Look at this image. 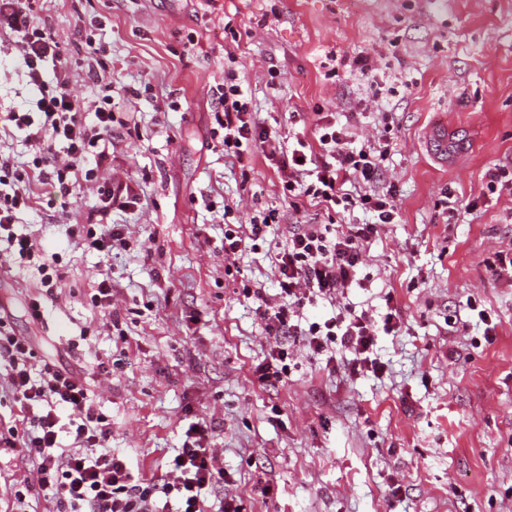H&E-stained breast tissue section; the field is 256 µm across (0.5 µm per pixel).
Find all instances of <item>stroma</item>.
<instances>
[{
	"label": "stroma",
	"mask_w": 512,
	"mask_h": 512,
	"mask_svg": "<svg viewBox=\"0 0 512 512\" xmlns=\"http://www.w3.org/2000/svg\"><path fill=\"white\" fill-rule=\"evenodd\" d=\"M33 16L64 41L84 100L98 88L77 63L83 36L106 46L112 167L90 182L77 170L66 197L27 182L17 229L34 256L0 272V305L32 341L33 371L85 376L134 477H161L202 420L225 472L205 512L228 495L244 512H512V277L487 268L512 241V190L484 178L512 170V0H37ZM362 51L378 60L375 81L347 64ZM230 72L258 126L311 143L319 113L341 122L355 105L356 146L387 144L375 189L395 185L394 222L365 243L357 287L302 309L317 321L335 306L397 307L399 330L373 349L381 373L268 334L244 297L247 286L274 293L296 216L261 151H222L216 89ZM29 98L0 43V113ZM443 119L441 166L423 135ZM116 178L135 203L101 216ZM271 209L278 223L226 267V224ZM103 217L127 246L112 252V303L99 307L85 230ZM44 263L57 286L42 287ZM35 297L37 323L25 314ZM279 349L294 354L287 382L261 381L257 366ZM24 426L0 368V512H55L26 483Z\"/></svg>",
	"instance_id": "35a3bbf8"
}]
</instances>
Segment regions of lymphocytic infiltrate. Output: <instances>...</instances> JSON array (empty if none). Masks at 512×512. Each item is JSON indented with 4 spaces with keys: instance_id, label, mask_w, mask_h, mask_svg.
<instances>
[{
    "instance_id": "1",
    "label": "lymphocytic infiltrate",
    "mask_w": 512,
    "mask_h": 512,
    "mask_svg": "<svg viewBox=\"0 0 512 512\" xmlns=\"http://www.w3.org/2000/svg\"><path fill=\"white\" fill-rule=\"evenodd\" d=\"M33 0H0V32L21 58L28 85L34 92L33 109L9 112L4 120L21 131L33 147V164L41 185L68 195L70 175L87 161L109 162L106 138L112 133L114 92L104 86L93 103H85L70 90L71 71L55 33L35 25ZM218 125L228 156L241 157L245 148H260L275 161L293 211L306 202L348 212L362 207L374 220L356 224L348 233H333L326 224H298L288 233V245L276 256L278 290L267 296L263 288L247 289L258 305L269 333L300 336L307 350L330 354L333 345L351 354V373H378L383 366L373 356L377 336L390 333L397 311L377 318L368 312L345 310L320 321H304L306 302H335L357 282L365 240L379 225L396 215L394 189L373 192L387 154L386 145L354 147L357 112L346 123L329 116L319 118L317 143L297 141L283 149L279 137L249 118V104L235 75L224 79L218 98ZM25 175L0 157V241L12 255L26 259L34 252L28 235L18 233V215L30 206L23 187ZM29 337L0 332V361L9 371L10 387L21 406L31 411L30 430L22 445L32 459L38 488L69 512H203L207 490L223 485L224 468L204 441L207 426L192 423L179 452L159 481L134 479L121 453L104 450L112 429L97 413L85 380L66 367H44L32 372Z\"/></svg>"
}]
</instances>
